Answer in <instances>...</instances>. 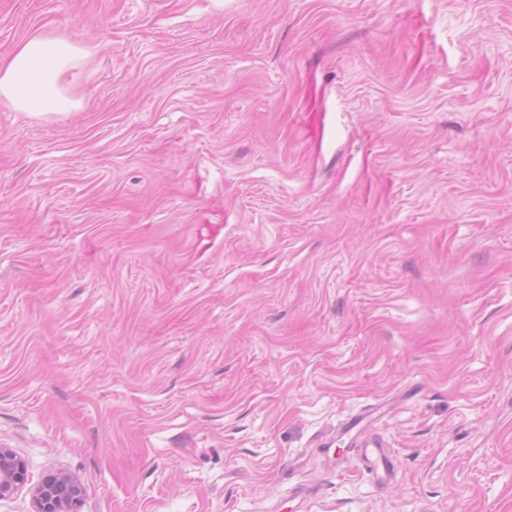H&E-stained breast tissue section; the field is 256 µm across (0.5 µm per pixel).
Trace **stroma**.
I'll return each mask as SVG.
<instances>
[{
    "instance_id": "obj_1",
    "label": "stroma",
    "mask_w": 512,
    "mask_h": 512,
    "mask_svg": "<svg viewBox=\"0 0 512 512\" xmlns=\"http://www.w3.org/2000/svg\"><path fill=\"white\" fill-rule=\"evenodd\" d=\"M0 444L80 512H512V0H0ZM397 474L339 440L371 407ZM87 55L65 36H30L0 62V102L34 116L76 112L80 101L67 74ZM80 479L68 472H52L31 488L32 512H79L83 497Z\"/></svg>"
}]
</instances>
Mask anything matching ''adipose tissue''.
<instances>
[{"instance_id": "1", "label": "adipose tissue", "mask_w": 512, "mask_h": 512, "mask_svg": "<svg viewBox=\"0 0 512 512\" xmlns=\"http://www.w3.org/2000/svg\"><path fill=\"white\" fill-rule=\"evenodd\" d=\"M87 55L64 36L38 33L0 62V102L35 116L68 115L80 102L67 75Z\"/></svg>"}]
</instances>
